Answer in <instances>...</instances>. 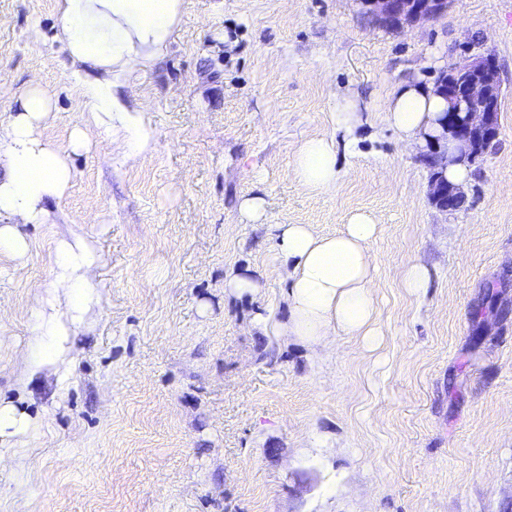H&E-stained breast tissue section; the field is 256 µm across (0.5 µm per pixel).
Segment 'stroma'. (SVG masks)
Segmentation results:
<instances>
[{
	"instance_id": "obj_1",
	"label": "stroma",
	"mask_w": 512,
	"mask_h": 512,
	"mask_svg": "<svg viewBox=\"0 0 512 512\" xmlns=\"http://www.w3.org/2000/svg\"><path fill=\"white\" fill-rule=\"evenodd\" d=\"M58 28L59 0H0V122L39 85L38 131L75 171L49 223L23 226L26 255L0 256V402L31 421L0 439V512H512V0H449L400 31L359 0H184L127 88L155 132L135 161L83 114ZM468 44L502 67L499 137L446 213L383 107ZM344 97L364 118L344 178L306 189L294 155ZM253 196L256 223L239 209ZM360 212L377 223L375 347L340 336L321 359L253 329L288 319L277 225L333 234ZM75 224L99 301L31 378L39 287ZM244 270L260 295L226 296ZM430 270L421 263L414 262L408 266L404 274V288L414 296L422 295L429 288Z\"/></svg>"
}]
</instances>
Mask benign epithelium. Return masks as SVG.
<instances>
[{"label":"benign epithelium","instance_id":"benign-epithelium-1","mask_svg":"<svg viewBox=\"0 0 512 512\" xmlns=\"http://www.w3.org/2000/svg\"><path fill=\"white\" fill-rule=\"evenodd\" d=\"M363 10L380 25L401 30L406 25L433 20L448 10V0H360ZM447 79L441 92L464 115V121L443 126L442 134L429 141L420 160L430 169L431 197L435 202L445 199L440 210L458 208L463 191L448 185L442 162L446 153L444 142L453 140L460 147L457 160L469 164L487 153V146L498 139L502 77L496 55L485 49L469 55L443 70Z\"/></svg>","mask_w":512,"mask_h":512}]
</instances>
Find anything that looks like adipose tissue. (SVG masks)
Segmentation results:
<instances>
[{
  "label": "adipose tissue",
  "mask_w": 512,
  "mask_h": 512,
  "mask_svg": "<svg viewBox=\"0 0 512 512\" xmlns=\"http://www.w3.org/2000/svg\"><path fill=\"white\" fill-rule=\"evenodd\" d=\"M181 0H62L59 37L73 62L84 106L97 124L125 145L126 158L150 153L154 132L142 105H130L131 76L165 48L178 22ZM446 108L433 84L400 85L384 105L386 119L408 144L425 145L439 129ZM47 97L30 88L17 100L12 118L0 123V254L20 257L29 245L20 228L44 224L48 204L61 199L74 179L66 154L41 139L38 124ZM292 170L307 189L331 192L343 177L334 136L305 141ZM377 225L368 214L353 215L343 231L315 233L306 224L277 227L275 259L286 282L287 322L277 335L322 350L334 336L373 343L376 331L375 264L367 248ZM53 276L40 296L35 334L38 351L30 373L56 361L83 315L99 298L95 271L99 255L81 236L60 240Z\"/></svg>",
  "instance_id": "ef3b65f1"
}]
</instances>
